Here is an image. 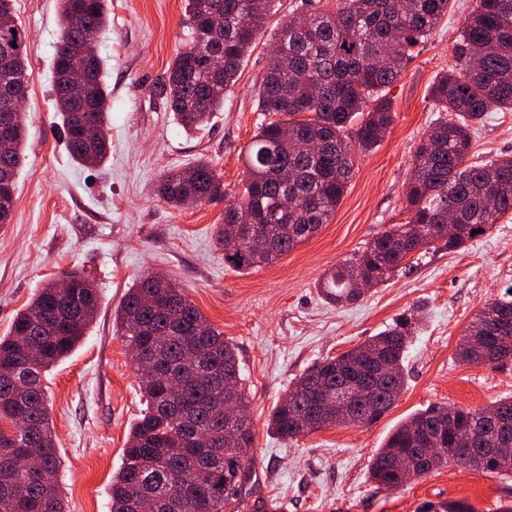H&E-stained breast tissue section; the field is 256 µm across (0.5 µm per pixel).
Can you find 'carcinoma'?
Instances as JSON below:
<instances>
[{"instance_id": "cac0c4a2", "label": "carcinoma", "mask_w": 512, "mask_h": 512, "mask_svg": "<svg viewBox=\"0 0 512 512\" xmlns=\"http://www.w3.org/2000/svg\"><path fill=\"white\" fill-rule=\"evenodd\" d=\"M334 2L333 7L326 6ZM15 0H0V112L19 99L28 79L27 35L15 18ZM288 16L258 89V110L274 115L258 127L245 155L241 197L224 207L216 237L224 264L247 271L274 263L329 223L351 180L355 151H370L394 122L386 97L412 57L448 13L449 0H305ZM189 38L156 86L186 131L200 130L224 107L242 63L257 41L276 0H185ZM254 21V25L246 21ZM110 24L108 0H59L53 57V96L71 160L98 167L108 157L110 92L101 75L98 39ZM87 60L86 95L68 94L75 51ZM455 65L431 88L445 116L422 137L407 182L405 221L378 234L321 283L327 299L353 303L363 295L353 272L370 287L411 269L407 257L441 244L455 251L512 213V156L469 161L471 133L487 113L512 110V0H476L452 45ZM23 125L0 140V224L12 220L17 170L23 162ZM158 195L178 208L190 198H224V184L208 161L162 175ZM289 197L294 205L279 209ZM455 214L458 233L434 231ZM236 225L268 232L272 247L245 240L227 249ZM69 290L50 283L18 312L0 336V429L18 417L25 426L0 435V512H68L59 480V452L43 387L46 372L66 357L93 321L99 298L78 271H66ZM117 332L143 353L135 365L147 407L130 427L124 461L112 477L111 512H139L140 498L159 512H249L245 484L253 460L250 398L236 347L189 300L177 283L153 273L139 278L116 310ZM419 327L415 312L363 344L324 359L299 376L288 398L271 411L267 426L295 440L334 425L321 410V394L334 395L351 380L375 376L381 363L393 376L379 379L371 395L358 394L354 426L380 420L404 390V362ZM194 348L205 362L179 377L180 360ZM456 355L464 364L492 368L512 360V293L488 303L469 325ZM239 420L224 421V405ZM488 411L512 422V397L485 407L431 405L411 414L376 452L371 478L398 491L449 465L512 477V433L479 425ZM424 448L430 457L415 473H400L396 460ZM34 454L39 468L19 467ZM418 512H476L462 500L427 501Z\"/></svg>"}]
</instances>
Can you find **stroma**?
I'll return each instance as SVG.
<instances>
[{"mask_svg":"<svg viewBox=\"0 0 512 512\" xmlns=\"http://www.w3.org/2000/svg\"><path fill=\"white\" fill-rule=\"evenodd\" d=\"M301 2L281 0L222 110L203 129L187 132L154 92L188 39L183 0H109L111 22L98 50L111 92V148L97 168L70 159L53 104L57 2H15L29 35L27 143L13 218L0 225V336L63 271L83 269L100 299L78 346L45 380L69 512H110L112 476L145 407L113 317L127 288L149 271L180 283L238 348L254 425L246 490L260 512H418L421 503L439 500L494 512L498 500L512 496V479L457 466L394 493L370 479L375 452L410 414L435 403L476 408L512 396V362L494 369L456 357L475 314L512 287V218L457 251L413 253L408 274L353 304L329 303L319 286L329 270L401 222L413 152L438 117L430 89L453 64L451 47L474 0H450L447 15L388 90L394 123L371 152L355 154L353 176L329 224L274 264L244 272L224 264L215 227L224 221L225 200L243 191L242 155L264 119L257 91L280 28ZM472 152L481 160L512 154V111L488 114ZM204 159L220 175L225 200L175 209L157 194L161 173ZM410 309L421 326L408 350L405 387L379 421L327 427L293 441L268 432L269 414L296 377Z\"/></svg>","mask_w":512,"mask_h":512,"instance_id":"stroma-1","label":"stroma"}]
</instances>
